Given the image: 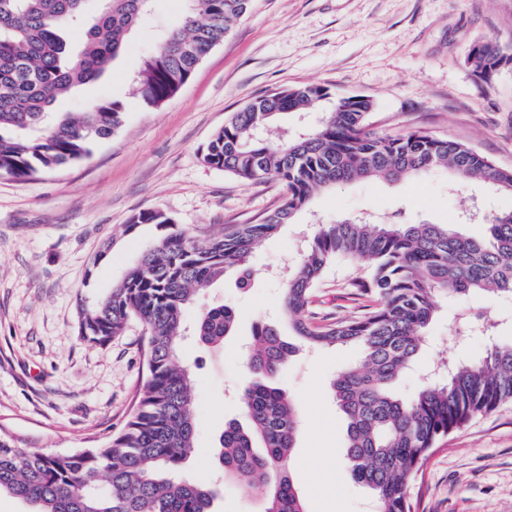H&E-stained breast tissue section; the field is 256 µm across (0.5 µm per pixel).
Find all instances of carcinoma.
Wrapping results in <instances>:
<instances>
[{
  "label": "carcinoma",
  "instance_id": "cac0c4a2",
  "mask_svg": "<svg viewBox=\"0 0 512 512\" xmlns=\"http://www.w3.org/2000/svg\"><path fill=\"white\" fill-rule=\"evenodd\" d=\"M87 0H0V175L15 178L79 162L121 126L122 101L93 104L73 115L54 111L58 99L100 80L128 47L152 0H104L88 16ZM180 26L170 30L131 83L144 103L159 106L247 14L251 0H185ZM81 25L71 48L69 28ZM468 63L485 86L512 62L496 42L474 45ZM327 88L309 84L264 94L232 113L202 151L205 164L242 182L275 180L286 194L256 224H239L219 239L199 241L161 212H141L128 230L154 224L159 239L138 265L94 307L78 306L81 340L104 346L132 319L142 327L147 374L123 428L100 448L57 454L21 447L0 431V494L28 512H212L215 491L180 476L195 449L188 366L180 358L184 312L229 270L250 280L252 252L307 210L314 194L340 182H398L434 169L479 180L512 196V169H502L457 140L412 131L381 135L370 128L372 101L322 103ZM320 114L317 126L293 136L274 132L286 114ZM371 215L322 224L286 271L281 318L312 347L356 346L360 364L331 383L346 422L345 461L378 499L380 512H412L410 484L436 442L473 417L512 402V343H490L477 361L448 363L409 400L392 389L411 367L424 331L439 311L438 296L456 293L512 297V210L493 213L479 236L446 224L370 223ZM338 259L362 265L348 287L375 305L343 319L319 316L318 288ZM221 304L198 319L195 333L216 344L235 325ZM249 358L251 379L240 391L246 424L232 421L219 438L224 474L260 489L265 512H306L289 474L298 420L276 378L294 348L261 322Z\"/></svg>",
  "mask_w": 512,
  "mask_h": 512
}]
</instances>
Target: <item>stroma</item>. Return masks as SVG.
I'll list each match as a JSON object with an SVG mask.
<instances>
[{
    "instance_id": "obj_1",
    "label": "stroma",
    "mask_w": 512,
    "mask_h": 512,
    "mask_svg": "<svg viewBox=\"0 0 512 512\" xmlns=\"http://www.w3.org/2000/svg\"><path fill=\"white\" fill-rule=\"evenodd\" d=\"M183 15V0H153L110 72L57 103V111L78 113L102 99L126 102L122 125L88 158L24 180L0 176V430L23 447L72 453L102 446L137 404L146 377L140 325L130 323L103 347L81 342L76 331L78 299L108 294L159 234L152 224L127 231L132 216L161 211L207 240L258 223L281 204L282 184L243 183L201 158L228 115L255 97L308 83L335 98L364 96L375 104L370 122L378 132L460 140L512 169V67L484 90L467 61L479 42L512 48V0H252L174 96L145 105L132 96L130 78ZM509 210L512 196L476 181L451 182L442 172L315 194L308 211L249 258L247 287L227 272L186 312L192 321L228 304L238 321L220 345L192 336L182 344L196 422L185 472L205 483L216 477L218 437L243 418L237 394L250 376L254 324L277 313L283 284L276 273L298 259L303 234L367 211L381 223L458 224L474 235L482 227L468 223L469 213ZM355 274L345 260L327 270L317 290L323 313L340 319L358 310L347 288ZM486 322L500 341H511L512 299L443 298L395 392L410 399L441 357L480 358ZM279 330L298 346L277 381L298 410L289 472L307 512H377L345 465L344 416L329 392L332 377L359 361V349H312L287 324ZM410 496L414 512H512V403L442 438Z\"/></svg>"
}]
</instances>
